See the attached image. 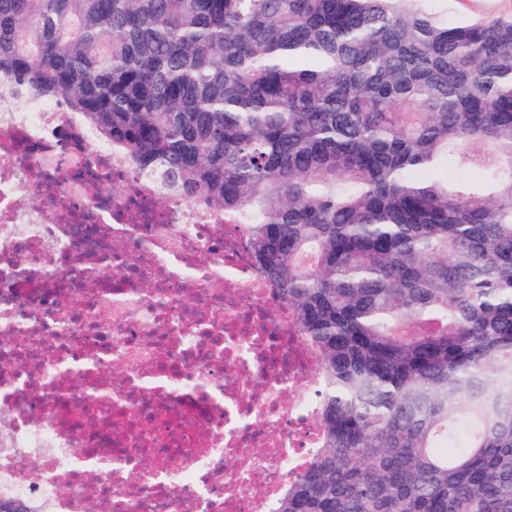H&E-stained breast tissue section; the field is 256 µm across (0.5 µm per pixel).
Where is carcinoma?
Segmentation results:
<instances>
[{"instance_id": "obj_1", "label": "carcinoma", "mask_w": 512, "mask_h": 512, "mask_svg": "<svg viewBox=\"0 0 512 512\" xmlns=\"http://www.w3.org/2000/svg\"><path fill=\"white\" fill-rule=\"evenodd\" d=\"M427 2L0 0V98L241 219L317 350L270 512H512V17Z\"/></svg>"}]
</instances>
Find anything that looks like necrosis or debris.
Here are the masks:
<instances>
[{
    "mask_svg": "<svg viewBox=\"0 0 512 512\" xmlns=\"http://www.w3.org/2000/svg\"><path fill=\"white\" fill-rule=\"evenodd\" d=\"M292 325L239 219L162 195L57 101L0 100V491L269 512L320 437Z\"/></svg>",
    "mask_w": 512,
    "mask_h": 512,
    "instance_id": "1",
    "label": "necrosis or debris"
}]
</instances>
